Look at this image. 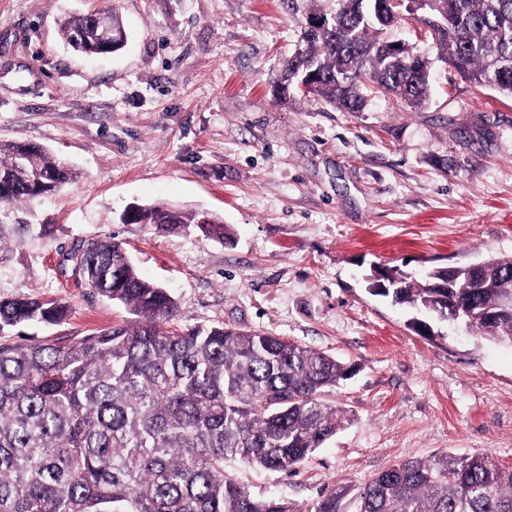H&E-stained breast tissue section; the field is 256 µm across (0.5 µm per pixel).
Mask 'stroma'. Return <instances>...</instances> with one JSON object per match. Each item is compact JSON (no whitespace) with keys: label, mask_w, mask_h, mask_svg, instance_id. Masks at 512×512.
<instances>
[{"label":"stroma","mask_w":512,"mask_h":512,"mask_svg":"<svg viewBox=\"0 0 512 512\" xmlns=\"http://www.w3.org/2000/svg\"><path fill=\"white\" fill-rule=\"evenodd\" d=\"M111 7L128 32L121 51L63 43L62 19ZM296 39L281 0H0V143H38L78 172L0 208V300L69 309L62 325L0 343L131 323L71 260L109 238L172 292L171 327L263 331L352 365L330 395L352 421L297 473L232 465L255 495L306 507L406 459L477 451L511 470L512 345L435 319L416 334L365 277L512 255V98L437 62L422 111L393 96L363 112L281 104L272 81ZM157 203L214 214L233 236L118 219Z\"/></svg>","instance_id":"obj_1"}]
</instances>
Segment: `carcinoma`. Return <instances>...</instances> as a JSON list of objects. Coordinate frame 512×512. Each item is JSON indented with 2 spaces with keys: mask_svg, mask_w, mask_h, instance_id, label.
I'll return each mask as SVG.
<instances>
[{
  "mask_svg": "<svg viewBox=\"0 0 512 512\" xmlns=\"http://www.w3.org/2000/svg\"><path fill=\"white\" fill-rule=\"evenodd\" d=\"M383 0H283L299 22L326 15L314 39L279 69L288 91L296 70L316 73L302 94L343 112L366 109L373 88L410 109L432 94L425 55L416 46H385ZM441 26L424 33L436 58L462 79L512 96V0H433ZM91 14L62 21V38L91 55L112 54L90 26ZM76 177L63 157L32 142L0 143V204L57 191ZM197 213L168 204L136 205L120 220L173 232ZM200 231L229 237L218 218ZM495 287L473 294L465 278L456 298L472 313V336L512 344V322L482 312L512 300V257L488 258ZM85 281L135 316L129 325L70 342L0 344V512H512V471L487 453L405 460L358 488L333 484L305 510L281 496L259 497L227 470L230 463L294 474L350 421L325 396L350 376L335 357L262 331L232 327L179 331L164 324L177 303L144 279L127 251L104 240L82 261ZM370 290L421 316L448 320L434 285L436 267L411 280ZM67 307L54 300L0 301V332L29 323L63 324Z\"/></svg>",
  "mask_w": 512,
  "mask_h": 512,
  "instance_id": "cac0c4a2",
  "label": "carcinoma"
}]
</instances>
